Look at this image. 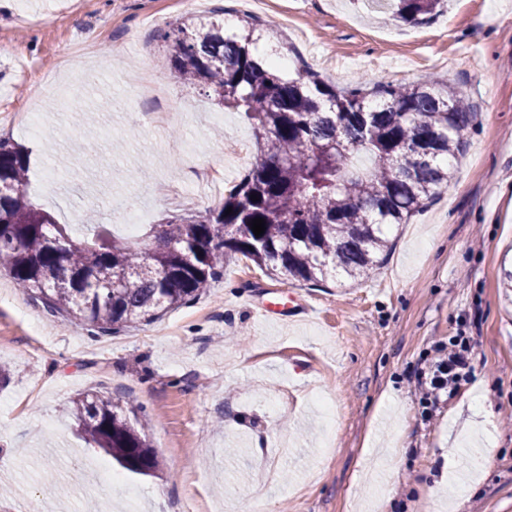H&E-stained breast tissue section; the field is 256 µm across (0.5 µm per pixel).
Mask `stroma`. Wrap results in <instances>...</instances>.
Returning a JSON list of instances; mask_svg holds the SVG:
<instances>
[{"label":"stroma","instance_id":"obj_1","mask_svg":"<svg viewBox=\"0 0 512 512\" xmlns=\"http://www.w3.org/2000/svg\"><path fill=\"white\" fill-rule=\"evenodd\" d=\"M218 12L274 20L257 44L331 84L451 80L478 114L455 178L367 278L293 285L237 255L190 306L111 336L1 269L0 512H512V0H450L418 26L387 0H0V137L73 237L91 211L123 238L125 207L162 224L216 205L255 162L252 122L164 64L160 33ZM137 72L166 98L138 103ZM266 288L313 317H261ZM461 332L474 378L424 419L408 378ZM85 392L145 413L159 475L89 448L66 414Z\"/></svg>","mask_w":512,"mask_h":512}]
</instances>
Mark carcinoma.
Segmentation results:
<instances>
[{"mask_svg":"<svg viewBox=\"0 0 512 512\" xmlns=\"http://www.w3.org/2000/svg\"><path fill=\"white\" fill-rule=\"evenodd\" d=\"M397 16L420 24L444 0H397ZM178 19L160 34L170 73L243 112L262 140L260 158L216 207L152 226L142 244L99 224L75 239L26 192L29 161L0 139V267L93 337L112 335L188 306L224 275L229 253L265 274L318 284L336 271L369 275L388 249L384 230L405 224L448 187L476 111L449 82L338 87L306 69L285 76L253 53V28ZM259 200H251V195ZM232 213L225 214V210ZM265 220L257 237L251 222ZM69 418L85 440L125 470L152 475L159 459L146 421L98 393L74 398Z\"/></svg>","mask_w":512,"mask_h":512,"instance_id":"obj_1","label":"carcinoma"}]
</instances>
